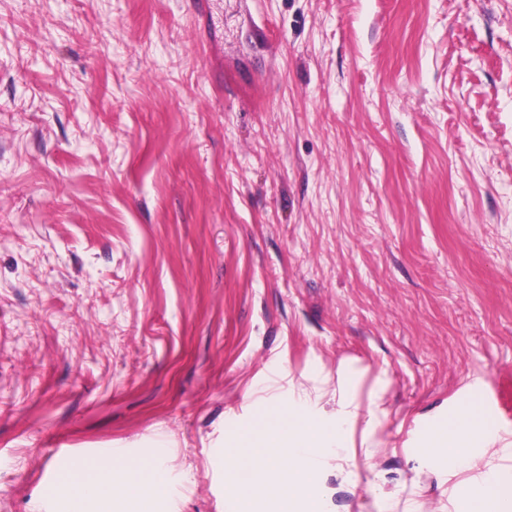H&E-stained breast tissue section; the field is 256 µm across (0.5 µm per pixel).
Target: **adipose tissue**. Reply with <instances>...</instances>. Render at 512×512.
<instances>
[{"instance_id":"obj_1","label":"adipose tissue","mask_w":512,"mask_h":512,"mask_svg":"<svg viewBox=\"0 0 512 512\" xmlns=\"http://www.w3.org/2000/svg\"><path fill=\"white\" fill-rule=\"evenodd\" d=\"M339 408L334 421L310 414L304 407L283 403L267 411L263 429L242 428L226 449L229 486L227 512H326L319 474L327 458L337 471L352 477L356 468L351 431L358 419L373 422L381 407L351 404L346 385H339ZM481 417L470 404H461L452 424L431 431L427 457L447 461L451 471L471 469L474 453L468 447L470 430ZM121 485L122 508L114 510L112 488ZM166 492L163 474L150 463L131 465L79 464L56 487L68 512H154ZM512 499V473L486 476L475 483L466 502L455 512H499Z\"/></svg>"}]
</instances>
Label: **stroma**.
<instances>
[{
	"label": "stroma",
	"instance_id": "obj_1",
	"mask_svg": "<svg viewBox=\"0 0 512 512\" xmlns=\"http://www.w3.org/2000/svg\"><path fill=\"white\" fill-rule=\"evenodd\" d=\"M222 2L0 0V512L106 449L225 512L341 371L385 412L328 512H448L427 434L512 443V0Z\"/></svg>",
	"mask_w": 512,
	"mask_h": 512
}]
</instances>
